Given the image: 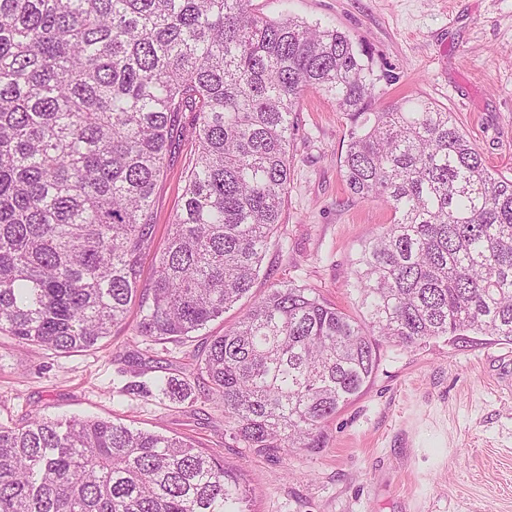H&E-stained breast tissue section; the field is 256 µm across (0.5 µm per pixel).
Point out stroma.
Listing matches in <instances>:
<instances>
[{
    "mask_svg": "<svg viewBox=\"0 0 512 512\" xmlns=\"http://www.w3.org/2000/svg\"><path fill=\"white\" fill-rule=\"evenodd\" d=\"M268 18L331 24L360 42L381 102L422 97L451 112L487 166L512 178V0H251ZM179 131L154 191L159 246L181 205L194 144ZM289 147L291 180L282 222L249 296L181 344L136 337V313L99 348L70 355L0 336V423L40 411L95 416L190 440L224 463L245 490L249 512H512V344L471 335L412 349L379 346L372 378L322 430L321 445L267 454L241 448L222 403L203 392L194 354L264 294L270 283L313 289L356 312L351 287L363 241L391 211L349 197L340 174L346 120L333 99L303 98ZM187 380L192 402L153 390L156 378Z\"/></svg>",
    "mask_w": 512,
    "mask_h": 512,
    "instance_id": "obj_1",
    "label": "stroma"
}]
</instances>
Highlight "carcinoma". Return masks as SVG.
<instances>
[{"instance_id":"cac0c4a2","label":"carcinoma","mask_w":512,"mask_h":512,"mask_svg":"<svg viewBox=\"0 0 512 512\" xmlns=\"http://www.w3.org/2000/svg\"><path fill=\"white\" fill-rule=\"evenodd\" d=\"M363 46L250 0H0V335L67 354L112 336L179 341L251 290L281 224L305 93L349 122V195L393 223L355 260L362 316L275 283L207 337L198 375L259 452L318 447L379 343H512V179L452 113L381 105ZM194 113L182 203L142 285L175 117ZM157 390L182 403L185 380ZM224 463L179 437L37 411L0 423V512H244Z\"/></svg>"}]
</instances>
